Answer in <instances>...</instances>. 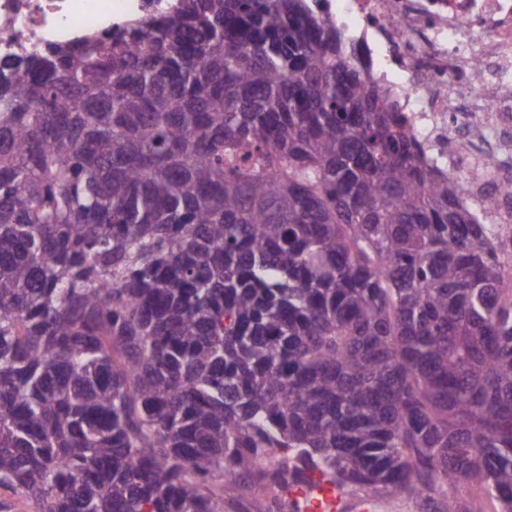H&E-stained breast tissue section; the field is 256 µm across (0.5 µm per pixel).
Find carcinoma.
<instances>
[{"instance_id":"obj_1","label":"carcinoma","mask_w":512,"mask_h":512,"mask_svg":"<svg viewBox=\"0 0 512 512\" xmlns=\"http://www.w3.org/2000/svg\"><path fill=\"white\" fill-rule=\"evenodd\" d=\"M243 480L512 512V273L306 0H174L0 80V492Z\"/></svg>"}]
</instances>
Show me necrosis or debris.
I'll list each match as a JSON object with an SVG mask.
<instances>
[{
	"mask_svg": "<svg viewBox=\"0 0 512 512\" xmlns=\"http://www.w3.org/2000/svg\"><path fill=\"white\" fill-rule=\"evenodd\" d=\"M164 0H0V64L54 44L106 32L154 13ZM353 45L367 76L398 98L431 148L468 156L470 135L501 149L477 115L512 112V0H307ZM481 47L474 55L467 40Z\"/></svg>",
	"mask_w": 512,
	"mask_h": 512,
	"instance_id": "obj_1",
	"label": "necrosis or debris"
}]
</instances>
